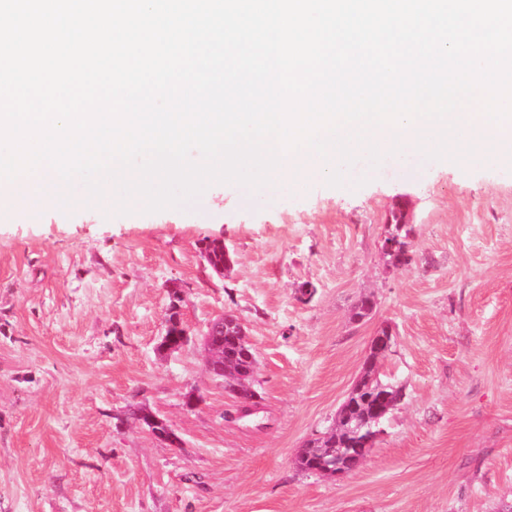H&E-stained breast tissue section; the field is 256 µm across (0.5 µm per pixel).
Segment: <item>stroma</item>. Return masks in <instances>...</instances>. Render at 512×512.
<instances>
[{
    "mask_svg": "<svg viewBox=\"0 0 512 512\" xmlns=\"http://www.w3.org/2000/svg\"><path fill=\"white\" fill-rule=\"evenodd\" d=\"M0 208V512H499L512 503V167L394 158L353 164L339 188L282 182L261 195L211 185L187 210L116 214ZM408 201L412 262H386ZM234 253L224 276L207 243ZM315 292L301 300L299 288ZM187 346L158 351L168 288ZM376 302L354 324L351 306ZM233 312L257 352L262 425L204 368L203 334ZM394 330L383 381L403 389L361 469L299 470L372 336ZM197 391L188 408L183 397ZM146 407L184 444L132 418Z\"/></svg>",
    "mask_w": 512,
    "mask_h": 512,
    "instance_id": "1",
    "label": "stroma"
}]
</instances>
